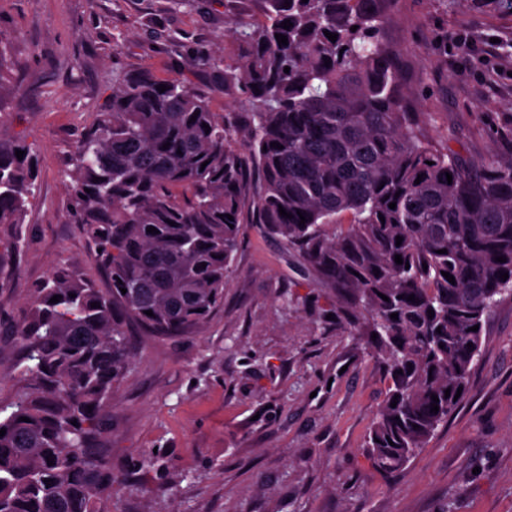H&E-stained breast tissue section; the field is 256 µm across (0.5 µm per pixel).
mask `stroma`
<instances>
[{"mask_svg": "<svg viewBox=\"0 0 512 512\" xmlns=\"http://www.w3.org/2000/svg\"><path fill=\"white\" fill-rule=\"evenodd\" d=\"M383 43L433 145L480 165L512 154V10L500 0H382ZM263 0H0V118L37 178L22 229L0 225V403L21 384L13 334L34 284L59 263L98 269L68 223L63 159L123 76L209 90L242 49L235 18ZM475 46H453L456 33ZM219 56L204 69L199 56ZM19 252H12L13 240ZM297 301L286 304V294ZM329 291L260 225L241 229L224 301L186 336L130 329L134 359L103 440L115 481L105 512H512V297L484 323L466 393L404 472L363 446L386 383L363 346L314 323L300 298Z\"/></svg>", "mask_w": 512, "mask_h": 512, "instance_id": "obj_1", "label": "stroma"}]
</instances>
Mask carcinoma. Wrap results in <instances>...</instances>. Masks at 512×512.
Wrapping results in <instances>:
<instances>
[{
  "label": "carcinoma",
  "instance_id": "obj_1",
  "mask_svg": "<svg viewBox=\"0 0 512 512\" xmlns=\"http://www.w3.org/2000/svg\"><path fill=\"white\" fill-rule=\"evenodd\" d=\"M378 2L265 0L264 25L236 20L248 52L212 92L243 87L242 125L177 80L162 93L148 75L113 86L64 159L68 219L111 287L63 264L31 288L14 328L28 365L10 412L0 408V512H104L114 474L100 443L133 361L127 327L180 336L203 324L224 300L248 218L330 287L318 320L333 315L382 366L388 388L365 441L372 464L404 470L447 422L483 318L512 296V154L474 169L423 137L397 53L378 40ZM5 133L0 121V224L18 225L35 174L25 145ZM346 213L352 222H337Z\"/></svg>",
  "mask_w": 512,
  "mask_h": 512
}]
</instances>
